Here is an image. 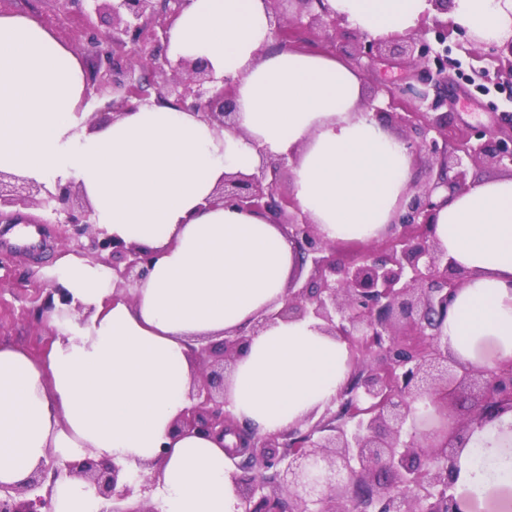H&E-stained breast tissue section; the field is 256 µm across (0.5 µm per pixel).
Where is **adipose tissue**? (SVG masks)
<instances>
[{
    "label": "adipose tissue",
    "mask_w": 512,
    "mask_h": 512,
    "mask_svg": "<svg viewBox=\"0 0 512 512\" xmlns=\"http://www.w3.org/2000/svg\"><path fill=\"white\" fill-rule=\"evenodd\" d=\"M371 38L416 33L429 0H326ZM449 19L477 42L512 38V0H453ZM269 0H192L169 31L172 61L204 59L231 80L236 126L217 133L190 112L144 106L93 128L79 57L44 25L0 12V171L76 185L93 222L153 252L132 298L112 270L67 255L43 270L70 296L46 312L42 358L0 345V484L42 461L106 458L152 479L158 512H235L231 459L219 442L179 433L191 404L199 340H249L227 382L232 418L259 434L323 412L350 378L344 341L321 321L250 328L281 304L297 253L281 225L208 200L225 175L250 174L262 153L287 157L294 197L329 240L380 238L407 192L412 155L368 114L363 77L326 52L274 47ZM435 233L467 280L448 308L449 348L486 368L512 358V174L470 182L438 212ZM460 459L458 498L498 493L512 512V459L495 482L478 457L512 447V413L475 432ZM94 487L56 483L52 512H96Z\"/></svg>",
    "instance_id": "adipose-tissue-1"
}]
</instances>
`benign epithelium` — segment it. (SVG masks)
Listing matches in <instances>:
<instances>
[{"label":"benign epithelium","instance_id":"1","mask_svg":"<svg viewBox=\"0 0 512 512\" xmlns=\"http://www.w3.org/2000/svg\"><path fill=\"white\" fill-rule=\"evenodd\" d=\"M55 23H77V36L93 49L87 75L88 99L101 101L91 124L117 117L151 102L192 111L217 131L235 125L231 84L216 78L203 60L173 63L167 55L169 29L192 0H63ZM270 0L275 40L286 47L311 42L320 25L336 28L339 19L325 0H294V18H282ZM109 18V28L99 25ZM440 48L420 30L403 38L370 39L349 54L360 70L376 65L382 49L405 42L406 64L415 81L382 83L367 110L400 128L411 153L425 156L430 177L406 194L381 239L353 259L342 258L336 242L323 238L282 190L290 176L286 159L264 154L256 172L229 174L216 200L261 214L285 226L301 266L304 282L294 278L282 306L271 309L255 327L277 319L313 318L341 337L354 365H379L358 375L359 407L336 422V415L306 418L285 434L259 435L234 422L224 399V372L234 366L247 339L242 335L192 349L202 368L191 393L193 405L175 422L176 430L194 431L216 440L235 435V456H245L247 477L232 473L241 512H463L453 476L473 433L512 411V359L475 369L448 352L444 324L449 298L466 273L448 258L434 235L438 210L448 197L467 187L466 168L486 161L512 172V113L504 112L494 129L456 134L448 113L455 86L448 76L454 65L444 46L448 22L434 20ZM52 208L80 236L92 228L91 207L73 185L49 191L44 185L0 172V221L41 224L29 209ZM95 248L112 253L113 283L130 290L147 275L152 253L95 231ZM480 393L467 414L452 410L456 393L472 377ZM385 481L376 480L378 474ZM80 477L91 483L101 503L98 512H157L146 493L150 481L136 487L113 462L52 458L20 486L0 485V512H50L56 482ZM363 489L368 501L355 496ZM286 495L281 508L277 492Z\"/></svg>","mask_w":512,"mask_h":512}]
</instances>
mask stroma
<instances>
[{
  "label": "stroma",
  "mask_w": 512,
  "mask_h": 512,
  "mask_svg": "<svg viewBox=\"0 0 512 512\" xmlns=\"http://www.w3.org/2000/svg\"><path fill=\"white\" fill-rule=\"evenodd\" d=\"M448 44L456 61L451 75L457 92L448 106L454 126L463 131L473 126L490 127L500 113H512V87L484 83L476 77L478 70L496 65L488 46L473 44L453 25L448 28ZM63 232L62 225H42L36 246L27 249L19 243L17 225L0 223V256L7 260L0 267L1 343L21 346L35 356L48 346L51 329L37 314L49 291L40 270L65 253L89 258L96 255L91 234L68 239Z\"/></svg>",
  "instance_id": "stroma-1"
}]
</instances>
